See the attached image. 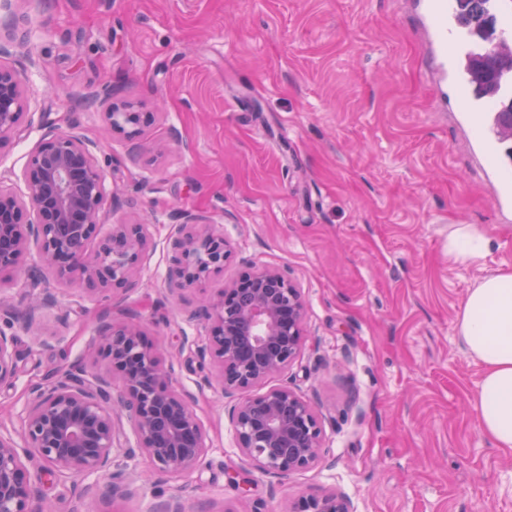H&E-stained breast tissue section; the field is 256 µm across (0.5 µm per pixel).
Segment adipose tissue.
<instances>
[{
	"label": "adipose tissue",
	"mask_w": 512,
	"mask_h": 512,
	"mask_svg": "<svg viewBox=\"0 0 512 512\" xmlns=\"http://www.w3.org/2000/svg\"><path fill=\"white\" fill-rule=\"evenodd\" d=\"M491 238L475 224L448 227V260L457 266L483 261ZM468 357L482 369L473 400L479 430L493 447L512 451V268L483 276L456 317Z\"/></svg>",
	"instance_id": "obj_1"
}]
</instances>
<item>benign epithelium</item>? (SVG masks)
<instances>
[{"label": "benign epithelium", "instance_id": "1", "mask_svg": "<svg viewBox=\"0 0 512 512\" xmlns=\"http://www.w3.org/2000/svg\"><path fill=\"white\" fill-rule=\"evenodd\" d=\"M33 99L23 74L0 65V143L20 126ZM112 132L128 140L153 119L131 105L106 113ZM25 191L0 179V272L20 267L31 243L38 264L59 279L79 277L100 297L131 282L148 259L149 225L130 217L107 224L114 192L96 146L56 128L49 129L28 156L22 172ZM100 239L97 251L89 250ZM180 285L192 286L224 269L230 257L224 234L179 225L173 242ZM14 331L0 330V384L15 377L16 345L32 330L34 317L9 309ZM204 336L197 345L215 373L224 398L233 404L230 420L249 464L267 474L287 475L308 468L322 447L312 404L287 385L251 395L249 391L288 370L305 336V304L300 289L278 268L241 275L202 312ZM97 359L89 372L81 365L47 373L33 387L34 399L22 418L24 446L0 435V512H47L34 507L35 487L27 462L42 471L75 477H107L110 495L133 492V482L111 470L115 456L140 452L160 472L181 474L207 454L206 432L186 396L173 387L174 367L150 343L136 319L103 322L97 328ZM120 380L114 389L112 378ZM132 426L136 447L126 443L122 418ZM294 512H350L341 493L302 497Z\"/></svg>", "mask_w": 512, "mask_h": 512}]
</instances>
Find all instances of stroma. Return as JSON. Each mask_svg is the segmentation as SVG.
Returning <instances> with one entry per match:
<instances>
[{
  "label": "stroma",
  "mask_w": 512,
  "mask_h": 512,
  "mask_svg": "<svg viewBox=\"0 0 512 512\" xmlns=\"http://www.w3.org/2000/svg\"><path fill=\"white\" fill-rule=\"evenodd\" d=\"M0 64L38 100L0 144V176L18 179L46 126L98 144L115 205L149 226L150 261L106 297L83 284L0 276V305L37 314L49 345L18 343L0 384V435L21 441V414L45 373L89 360L100 321L140 319L174 358L209 451L195 470L116 459L127 497L81 504L74 477L45 475L55 512H292L342 492L351 512H512V452L481 434L470 406L480 367L455 317L474 282L512 268V208L455 99L441 100L407 0H0ZM128 102L154 120L134 142L105 113ZM223 231L231 254L203 285L179 287L172 241L183 215ZM493 239L479 264L448 261V227ZM259 266L287 270L306 303L307 338L280 376L315 407L320 459L285 476L236 473L245 462L225 402L202 384L185 341L206 297Z\"/></svg>",
  "instance_id": "35a3bbf8"
}]
</instances>
